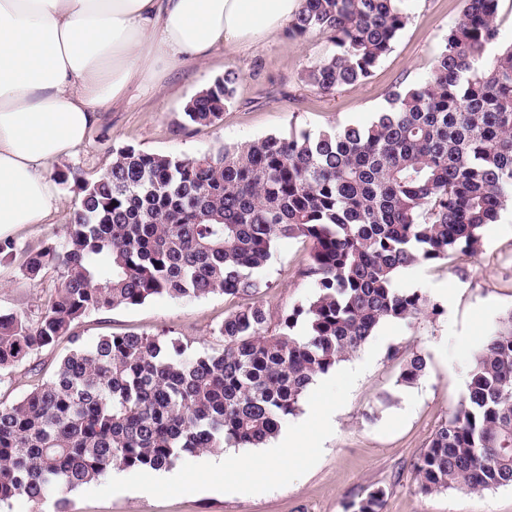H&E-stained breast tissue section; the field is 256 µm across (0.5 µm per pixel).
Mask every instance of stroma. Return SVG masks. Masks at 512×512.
<instances>
[{
  "instance_id": "1",
  "label": "stroma",
  "mask_w": 512,
  "mask_h": 512,
  "mask_svg": "<svg viewBox=\"0 0 512 512\" xmlns=\"http://www.w3.org/2000/svg\"><path fill=\"white\" fill-rule=\"evenodd\" d=\"M463 0H411L409 18L373 75L364 83L326 96L306 85L303 74L329 50L325 36L269 37L250 49H217L201 64L168 68L159 63L161 80L134 83L124 99L110 104L103 122L59 169L80 171L91 178L112 161L121 147L163 155L192 157L222 144L271 134L316 133L334 125L367 124L388 106L390 92L421 81L444 44L449 27L459 19ZM239 72L235 99L220 124L183 130L184 107L198 91L226 70ZM59 203L46 223L24 225L12 232L20 251L44 246L67 224L75 194L58 187ZM309 249L296 239L276 243L273 257L260 273L257 295L272 315L307 303L314 295L302 271ZM56 275L30 280L19 262L0 264V313H37ZM399 287L425 294L437 314L414 325H382L361 349L336 369L321 375L301 406L337 408L336 425L317 447L303 449L294 470L258 497L225 494L201 486L200 456L175 461L181 486L142 496L143 471L123 472L125 489L104 477L68 492V512H344L347 501L372 486L384 487L385 512H512V486L480 493L446 490L432 495L417 491L413 463L438 426L467 393L474 355L499 317L512 310V208L501 211L496 224L483 233L478 256L452 264L407 268ZM239 306L221 294L192 299L157 296L137 306H121L93 314L74 328L83 343L100 336L138 332L166 333L193 351L222 348L216 328ZM425 356L428 373L415 385H398V361L391 349ZM68 342L38 352L31 363L38 374L19 366L0 381V403L11 404L48 379L68 352Z\"/></svg>"
}]
</instances>
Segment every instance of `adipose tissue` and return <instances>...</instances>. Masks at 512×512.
<instances>
[{"instance_id":"adipose-tissue-1","label":"adipose tissue","mask_w":512,"mask_h":512,"mask_svg":"<svg viewBox=\"0 0 512 512\" xmlns=\"http://www.w3.org/2000/svg\"><path fill=\"white\" fill-rule=\"evenodd\" d=\"M302 0H0V239L46 223L52 166L81 147L108 104L162 57L203 62L285 28ZM301 434L236 458L205 459L225 490L271 485Z\"/></svg>"}]
</instances>
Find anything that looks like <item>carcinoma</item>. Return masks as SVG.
<instances>
[{
    "label": "carcinoma",
    "instance_id": "1",
    "mask_svg": "<svg viewBox=\"0 0 512 512\" xmlns=\"http://www.w3.org/2000/svg\"><path fill=\"white\" fill-rule=\"evenodd\" d=\"M409 0H302L290 38L333 45L303 81L322 94L365 82L404 28ZM499 0H464L427 77L389 94L367 125L270 135L203 155L131 147L93 178L56 173L77 195L70 222L23 276L61 283L37 314H0V376L66 339L53 375L0 404V503L40 506L116 469L169 467L183 455L258 448L298 411L314 378L358 351L384 323L417 320L428 299L397 287L395 271L475 257L486 226L512 202V43L499 40ZM240 74L229 70L185 107L190 126L217 125ZM310 245L302 274L317 291L272 316L241 305L215 330L220 351L191 352L164 333L101 336L86 316L155 296L251 297L274 243ZM427 372L402 359L398 382ZM417 490L480 493L512 486V311L475 355L465 399L413 464ZM367 490L346 512H384Z\"/></svg>",
    "mask_w": 512,
    "mask_h": 512
}]
</instances>
